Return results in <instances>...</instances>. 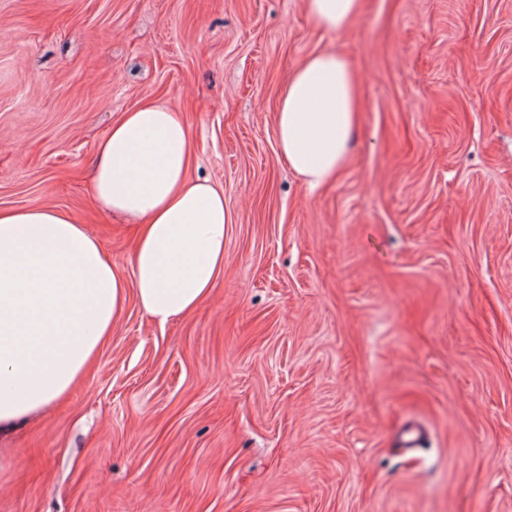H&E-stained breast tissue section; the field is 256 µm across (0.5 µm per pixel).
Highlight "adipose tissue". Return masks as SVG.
<instances>
[{
    "instance_id": "obj_1",
    "label": "adipose tissue",
    "mask_w": 512,
    "mask_h": 512,
    "mask_svg": "<svg viewBox=\"0 0 512 512\" xmlns=\"http://www.w3.org/2000/svg\"><path fill=\"white\" fill-rule=\"evenodd\" d=\"M364 0H303L321 30L340 33ZM361 119L359 77L334 52L295 69L275 114L279 155L310 188L346 167ZM191 136L179 112L144 104L96 148L92 185L104 213L136 226L122 275L83 225L32 206L0 211V435L80 384L128 297L165 324L190 315L224 270V191L191 180Z\"/></svg>"
}]
</instances>
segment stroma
I'll use <instances>...</instances> for the list:
<instances>
[{
	"label": "stroma",
	"instance_id": "obj_1",
	"mask_svg": "<svg viewBox=\"0 0 512 512\" xmlns=\"http://www.w3.org/2000/svg\"><path fill=\"white\" fill-rule=\"evenodd\" d=\"M361 78L332 184L277 153L312 52ZM145 100L233 214L192 315L128 300L68 400L0 439V512H512V0H0V210L129 225L91 170ZM364 0H303L304 10L321 30L341 33L361 14Z\"/></svg>",
	"mask_w": 512,
	"mask_h": 512
}]
</instances>
